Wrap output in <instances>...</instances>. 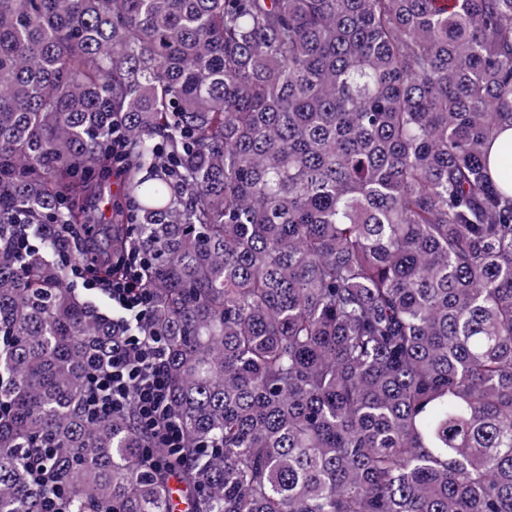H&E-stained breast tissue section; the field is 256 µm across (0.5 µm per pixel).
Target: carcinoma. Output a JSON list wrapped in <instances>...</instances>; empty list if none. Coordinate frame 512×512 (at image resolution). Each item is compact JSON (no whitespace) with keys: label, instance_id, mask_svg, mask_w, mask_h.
<instances>
[{"label":"carcinoma","instance_id":"cac0c4a2","mask_svg":"<svg viewBox=\"0 0 512 512\" xmlns=\"http://www.w3.org/2000/svg\"><path fill=\"white\" fill-rule=\"evenodd\" d=\"M508 130L512 0H0V512H512ZM131 333L175 456L85 410ZM143 263L144 258L141 253L135 247H130L125 260L127 274L124 280L113 283L111 288H100L107 300L111 302L112 308L103 299L89 291L98 287L97 281L84 275L85 264H80L74 271L75 277L83 280V285L81 280L75 279L74 287L83 298L106 310L116 322L139 323L149 316L153 298L146 288L137 287L142 275Z\"/></svg>","mask_w":512,"mask_h":512}]
</instances>
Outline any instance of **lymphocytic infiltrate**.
Returning <instances> with one entry per match:
<instances>
[{
  "instance_id": "1",
  "label": "lymphocytic infiltrate",
  "mask_w": 512,
  "mask_h": 512,
  "mask_svg": "<svg viewBox=\"0 0 512 512\" xmlns=\"http://www.w3.org/2000/svg\"><path fill=\"white\" fill-rule=\"evenodd\" d=\"M143 263L141 253L129 248L124 280L104 291L116 321L140 322L152 310L150 292L138 285ZM87 399L95 415L132 410L152 447L178 448L183 443L180 425L169 416L165 354L157 337H128L124 353L113 356L105 369L94 374Z\"/></svg>"
}]
</instances>
